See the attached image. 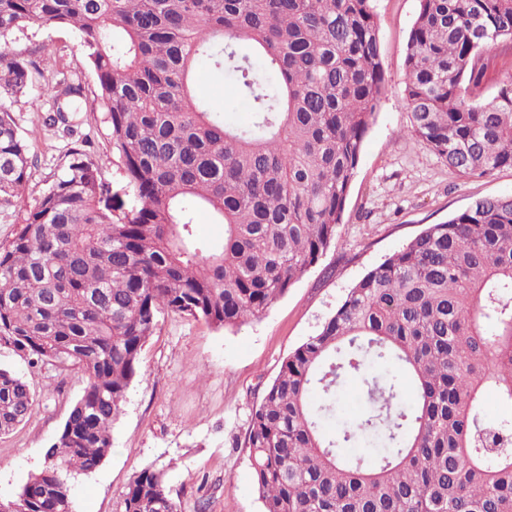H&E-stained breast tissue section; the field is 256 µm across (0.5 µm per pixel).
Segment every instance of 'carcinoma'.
<instances>
[{
    "label": "carcinoma",
    "mask_w": 512,
    "mask_h": 512,
    "mask_svg": "<svg viewBox=\"0 0 512 512\" xmlns=\"http://www.w3.org/2000/svg\"><path fill=\"white\" fill-rule=\"evenodd\" d=\"M372 0H0V201L32 165L1 100L34 61L29 26L74 30L125 173L124 195L83 150L0 243V344L87 379L43 469L15 501L76 512L75 476L112 449V426L158 313L233 328L264 318L336 240L363 140L386 91ZM512 42V0H420L406 51L411 132L462 177L512 167V78L486 104L482 55ZM206 62L251 121L198 95ZM81 83L59 82L49 125ZM224 225L212 252L194 207ZM361 379L344 416L337 387ZM512 198L428 225L353 286L263 392L245 447L264 512H512ZM29 385L0 369V434ZM350 448L364 452L351 454ZM124 512H178L165 472L138 471Z\"/></svg>",
    "instance_id": "1"
}]
</instances>
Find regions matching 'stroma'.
I'll list each match as a JSON object with an SVG mask.
<instances>
[{
  "mask_svg": "<svg viewBox=\"0 0 512 512\" xmlns=\"http://www.w3.org/2000/svg\"><path fill=\"white\" fill-rule=\"evenodd\" d=\"M387 91L366 134L345 203L343 222L326 255L289 288L261 320L218 329L205 321L162 313L141 352L123 412L112 427V450L100 467L73 479L77 512H124L123 492L141 468L162 469L181 512H263L244 441L251 415L283 360L321 330L348 289L419 234L474 202L512 196V168L463 178L450 170L408 127L406 48L420 0H373ZM38 54L29 88L12 115L34 160L12 202L0 204V242L50 184L69 151L86 150L102 162L113 189L125 184L112 139L97 112H74L71 128L47 125L53 85L61 78L95 88L76 34L34 25L14 42ZM199 91L244 125L248 107L209 65L197 71ZM0 369L27 381L34 402L27 420L0 435V500L13 498L44 466V453L82 395L81 372L30 366L0 345Z\"/></svg>",
  "mask_w": 512,
  "mask_h": 512,
  "instance_id": "1",
  "label": "stroma"
}]
</instances>
